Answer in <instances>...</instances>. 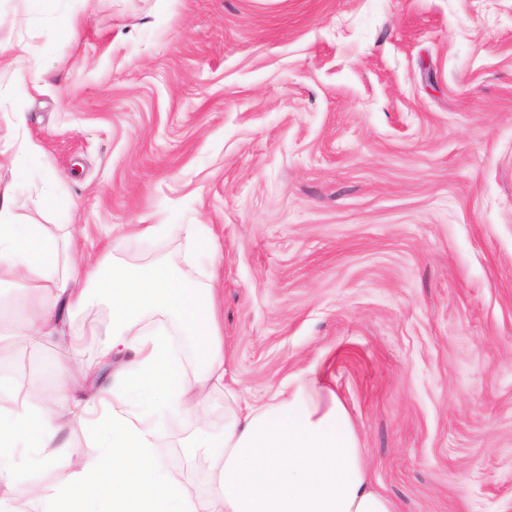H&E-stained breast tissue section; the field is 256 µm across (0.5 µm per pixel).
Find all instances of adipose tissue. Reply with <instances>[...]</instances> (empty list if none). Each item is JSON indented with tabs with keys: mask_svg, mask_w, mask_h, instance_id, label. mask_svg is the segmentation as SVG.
<instances>
[{
	"mask_svg": "<svg viewBox=\"0 0 512 512\" xmlns=\"http://www.w3.org/2000/svg\"><path fill=\"white\" fill-rule=\"evenodd\" d=\"M14 188L0 186V286L24 282L16 336L30 347L61 343L93 360L56 368L50 405L20 389L0 396V512L31 493L36 467L74 466L71 479L38 497V512H397L371 483L351 416L338 396L296 392L266 406L229 393L220 439L200 435L212 480L196 501L156 453L163 416L199 415L208 388L224 383V341L209 285L164 264L132 274L116 266L124 237L110 233L99 255L74 237L20 223ZM112 293V326L71 329L91 286ZM85 425L100 454L79 461L67 430Z\"/></svg>",
	"mask_w": 512,
	"mask_h": 512,
	"instance_id": "ef3b65f1",
	"label": "adipose tissue"
}]
</instances>
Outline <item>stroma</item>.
Masks as SVG:
<instances>
[{"mask_svg": "<svg viewBox=\"0 0 512 512\" xmlns=\"http://www.w3.org/2000/svg\"><path fill=\"white\" fill-rule=\"evenodd\" d=\"M0 34L45 71L0 69V128L39 147L0 157L21 223L87 251L168 225L136 269L212 230L224 384L160 430L193 495L225 391L287 386L341 397L399 512H512V0H0ZM26 296L0 290V377L49 396L72 355L18 352ZM24 121L25 119L23 113H13L12 118L8 121L6 125V130L3 135V138L6 140L12 139L14 141L13 145L16 146V134L18 130L24 125ZM37 153V147L32 142L27 141L26 139L19 142L16 146V158L21 164H24L26 157H34ZM177 227L195 251L210 249V231L206 224H180Z\"/></svg>", "mask_w": 512, "mask_h": 512, "instance_id": "obj_1", "label": "stroma"}]
</instances>
